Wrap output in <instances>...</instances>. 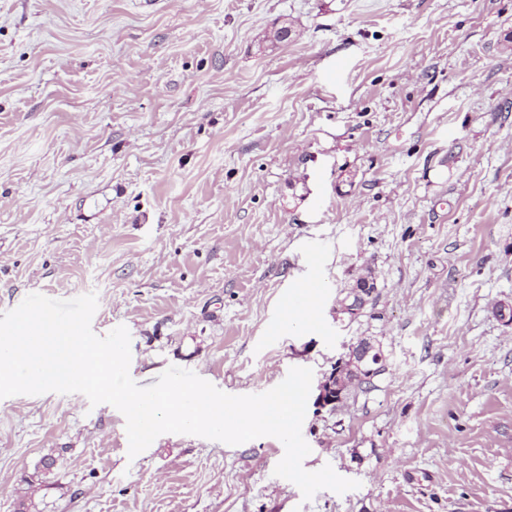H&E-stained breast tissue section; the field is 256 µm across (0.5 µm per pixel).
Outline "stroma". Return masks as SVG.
I'll return each mask as SVG.
<instances>
[{"label":"stroma","instance_id":"35a3bbf8","mask_svg":"<svg viewBox=\"0 0 512 512\" xmlns=\"http://www.w3.org/2000/svg\"><path fill=\"white\" fill-rule=\"evenodd\" d=\"M313 250L318 326L271 337ZM89 292L139 385L311 368L302 465L360 486L304 499L270 436L132 458L48 392L0 399V512H512V0H0V313ZM363 338L383 372L318 406Z\"/></svg>","mask_w":512,"mask_h":512}]
</instances>
